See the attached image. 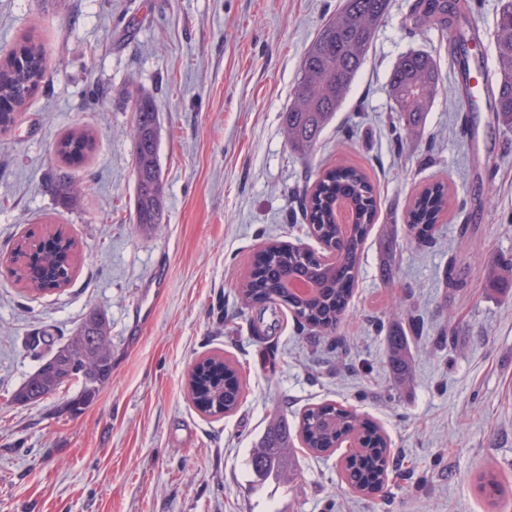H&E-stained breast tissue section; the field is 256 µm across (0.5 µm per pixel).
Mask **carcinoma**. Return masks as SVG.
<instances>
[{
  "mask_svg": "<svg viewBox=\"0 0 512 512\" xmlns=\"http://www.w3.org/2000/svg\"><path fill=\"white\" fill-rule=\"evenodd\" d=\"M467 0H418L415 22L430 24L446 33L448 50L457 66L465 100H471V71L479 59L473 48L479 33L466 13ZM390 0H342L341 7L319 30L306 51L294 89L293 102L281 112V124L291 151L311 154L326 126L333 120L366 62L375 33L388 14ZM498 59L494 77L486 80L485 103L502 127L512 130V0H501L492 32ZM41 48L22 44L0 64V129L9 127L14 109L23 106L43 81ZM438 87L435 58L423 50H411L395 65L389 92L407 133L420 127ZM160 115L152 96L137 92L133 106V155L135 172L134 219L150 231L162 223L165 194L159 162ZM91 146L86 133H74L56 145V152L70 163L81 160ZM345 199L354 218L348 232L336 224L335 206ZM448 187L434 182L420 192L407 210V224L420 235L448 212ZM306 213L317 225L319 237L336 242L340 259L328 263L314 252L288 247H267L265 271L239 286L248 306L260 299H274L292 311L297 321L314 330L331 332L341 323L354 282L363 244L375 216V188L369 176L354 165L322 172L309 192ZM74 245L61 235L31 234L15 249L11 262L19 279L33 291L67 283L71 279ZM301 279L314 285L309 298L289 292L285 283ZM198 373H191L188 391L196 408L209 416L233 412L244 396L235 365L220 355L202 359ZM112 377V339L106 317L96 310L86 313L70 340L46 360L14 392L20 404H35L74 381L80 396L69 409L77 412L92 402ZM300 435L310 451L325 453L343 434L360 441L344 466L348 485L374 495L386 485L390 448L385 435L355 412L325 403L307 408L299 421ZM290 441L280 437V422L272 423L251 450L254 473L264 479L282 478L289 472Z\"/></svg>",
  "mask_w": 512,
  "mask_h": 512,
  "instance_id": "cac0c4a2",
  "label": "carcinoma"
}]
</instances>
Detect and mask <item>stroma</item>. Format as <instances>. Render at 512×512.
I'll return each instance as SVG.
<instances>
[{
  "mask_svg": "<svg viewBox=\"0 0 512 512\" xmlns=\"http://www.w3.org/2000/svg\"><path fill=\"white\" fill-rule=\"evenodd\" d=\"M340 0H0V60L30 40L46 74L0 132V512H512V131L467 112L440 32L414 23L415 0H391L366 63L308 158L288 148L280 114L303 55ZM480 33L482 85L494 72L500 0H468ZM437 61L439 87L417 134L400 138L388 76L402 54ZM160 112L163 224H132L128 91ZM87 131L61 204L55 144ZM354 164L376 190L346 316L323 334L268 303L257 337L239 284L261 249L318 250L305 193L318 171ZM453 198L430 236L409 238L422 188ZM77 242L71 281L29 290L10 256L29 233ZM111 326L112 379L78 412L72 383L39 404L12 393L91 309ZM410 362L394 376L387 338ZM232 360L247 385L233 413L192 404L201 358ZM337 403L391 443L389 480L367 496L342 477L346 449L315 454L294 437L293 474L256 481L248 460L277 417ZM493 472L504 505L484 498Z\"/></svg>",
  "mask_w": 512,
  "mask_h": 512,
  "instance_id": "1",
  "label": "stroma"
}]
</instances>
